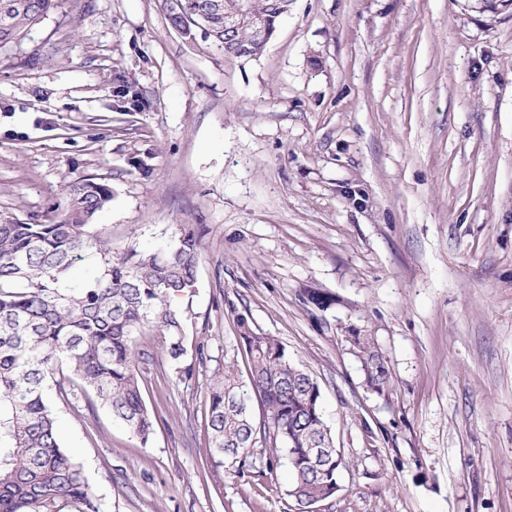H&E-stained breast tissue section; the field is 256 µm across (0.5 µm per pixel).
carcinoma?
I'll use <instances>...</instances> for the list:
<instances>
[{
  "label": "carcinoma",
  "instance_id": "obj_1",
  "mask_svg": "<svg viewBox=\"0 0 512 512\" xmlns=\"http://www.w3.org/2000/svg\"><path fill=\"white\" fill-rule=\"evenodd\" d=\"M56 0H0V50L22 43L55 9ZM170 25L188 39L200 31L226 55L224 15L246 6L231 44L250 56L276 32L292 0H163ZM67 206L48 224L0 222V512H101L81 464L62 447L53 401L70 404L94 395L142 444L154 430L138 377L149 355L134 336L155 330L169 338L170 356L184 353L183 319L173 301L192 292L202 235L187 225L163 251L118 254L93 221L112 199L94 178L67 183ZM98 259L85 280L69 284L82 254ZM241 351L224 355V371L209 390L212 455L218 463L245 466L260 442L282 452L291 472L287 495L298 512L334 494L343 465L325 424L318 383L296 364L275 337L236 316ZM367 386L383 391L387 361L365 336L355 339ZM247 360V375L238 355ZM264 414L255 422L251 394Z\"/></svg>",
  "mask_w": 512,
  "mask_h": 512
}]
</instances>
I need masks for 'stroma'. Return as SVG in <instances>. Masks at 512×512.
Masks as SVG:
<instances>
[{
  "mask_svg": "<svg viewBox=\"0 0 512 512\" xmlns=\"http://www.w3.org/2000/svg\"><path fill=\"white\" fill-rule=\"evenodd\" d=\"M82 176L112 190L114 251L202 233L184 355L135 339L148 444L54 405L102 512H296L286 459L211 455L240 313L320 386L344 465L317 512H512L511 5L294 0L240 59L162 0H58L0 52V221L50 223ZM357 356L362 362L367 386L375 392H382L390 378L387 361L379 353L375 344L365 336L355 339Z\"/></svg>",
  "mask_w": 512,
  "mask_h": 512,
  "instance_id": "1",
  "label": "stroma"
}]
</instances>
